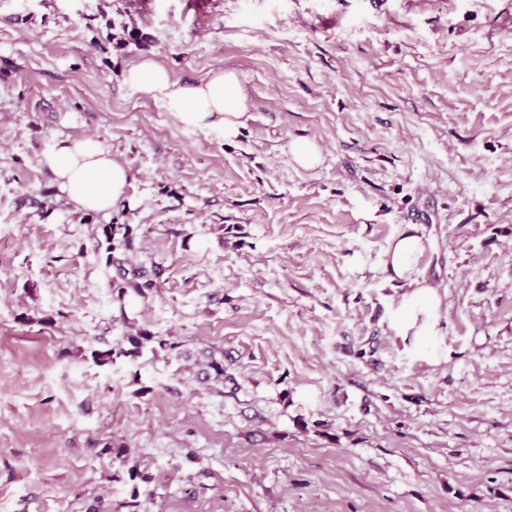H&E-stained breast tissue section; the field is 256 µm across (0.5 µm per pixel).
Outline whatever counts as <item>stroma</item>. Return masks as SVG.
<instances>
[{"label": "stroma", "mask_w": 512, "mask_h": 512, "mask_svg": "<svg viewBox=\"0 0 512 512\" xmlns=\"http://www.w3.org/2000/svg\"><path fill=\"white\" fill-rule=\"evenodd\" d=\"M145 57L236 71L248 126L177 125ZM85 135L134 176L108 215L41 163ZM135 331L180 347L87 359ZM0 512H512V0H0ZM293 160L304 169H313L321 163V151L311 139H296L289 144ZM426 250L424 237L415 224H407L390 247V259L387 262L391 283L396 287L412 288L417 283V261ZM437 304L434 294L427 289H414L402 295L392 326L402 335L412 331L413 336H424L435 319Z\"/></svg>", "instance_id": "1"}]
</instances>
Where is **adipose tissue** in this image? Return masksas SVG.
Instances as JSON below:
<instances>
[{
	"label": "adipose tissue",
	"instance_id": "ef3b65f1",
	"mask_svg": "<svg viewBox=\"0 0 512 512\" xmlns=\"http://www.w3.org/2000/svg\"><path fill=\"white\" fill-rule=\"evenodd\" d=\"M123 80L135 92L160 103L178 125L189 129L229 139L251 117L248 96L232 70L219 69L204 79L184 81L173 78L159 61L145 58L127 68ZM41 163L77 209L107 214L127 198L131 172L97 137L54 140ZM425 250L424 237L413 224L406 225L390 247L388 279L406 289L392 321L403 336L424 335L436 316L433 293L416 286V265Z\"/></svg>",
	"mask_w": 512,
	"mask_h": 512
}]
</instances>
